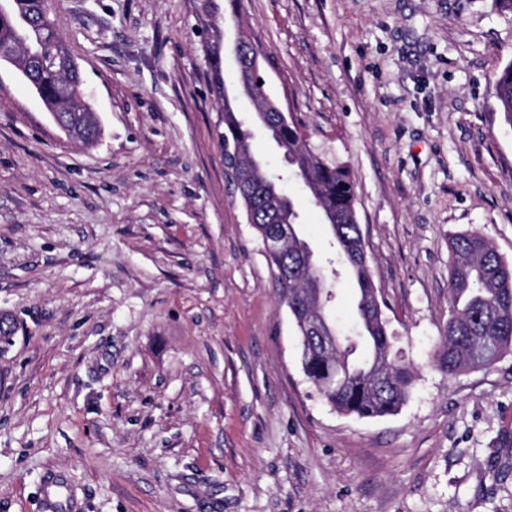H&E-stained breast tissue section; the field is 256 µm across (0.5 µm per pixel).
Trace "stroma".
<instances>
[{"label":"stroma","mask_w":512,"mask_h":512,"mask_svg":"<svg viewBox=\"0 0 512 512\" xmlns=\"http://www.w3.org/2000/svg\"><path fill=\"white\" fill-rule=\"evenodd\" d=\"M267 90L349 170L370 273L416 381L360 419L312 388L224 179L194 0H60L100 121L68 138L0 67V512H512V354L449 375V241L512 262V62L496 0H243ZM285 186L325 266L308 191ZM495 98L505 120L512 124V63L497 76L494 83ZM46 512H73L74 493L65 476L53 474L43 482Z\"/></svg>","instance_id":"stroma-1"}]
</instances>
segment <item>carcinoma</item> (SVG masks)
<instances>
[{"label":"carcinoma","mask_w":512,"mask_h":512,"mask_svg":"<svg viewBox=\"0 0 512 512\" xmlns=\"http://www.w3.org/2000/svg\"><path fill=\"white\" fill-rule=\"evenodd\" d=\"M42 10L43 0H10L7 11L0 12V64L16 68L49 113L67 120L69 126L84 123L86 113L73 111L83 98V85H65L68 51L56 21H37ZM218 58L215 51L205 54L211 84L224 99L220 138L226 151H249L248 120L238 99L226 95L224 66L217 65ZM494 90L499 110L512 124V63L499 73ZM260 125L283 151L287 172L310 190L328 242L341 254L344 271L357 285V335L336 332L331 317L322 335L304 334V321L334 306V279L339 272L318 267L319 259L302 234L300 212L282 193L281 178L263 160L252 165L237 192L251 227L261 240L280 225L291 230L288 249L266 256L300 339L302 372L339 412L359 418L393 415L407 402L415 372L394 351L396 336L389 330L372 282L360 225L351 223L356 197L350 173L316 154L298 124L284 126L268 112ZM448 275L451 314L433 358L451 375L488 366L512 351V262L483 235L461 233L451 241Z\"/></svg>","instance_id":"cac0c4a2"}]
</instances>
